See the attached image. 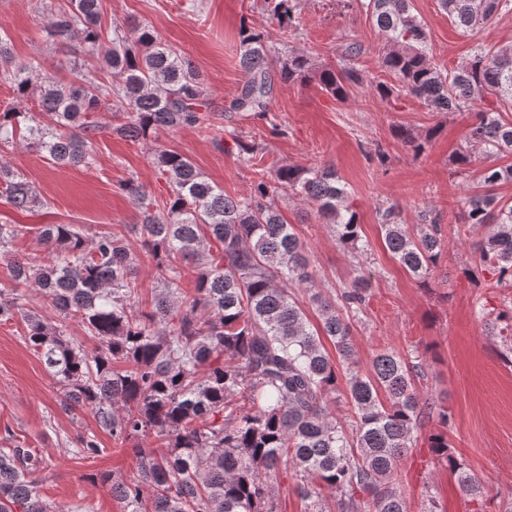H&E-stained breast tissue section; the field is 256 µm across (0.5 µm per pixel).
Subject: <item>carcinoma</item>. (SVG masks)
<instances>
[{
	"label": "carcinoma",
	"mask_w": 512,
	"mask_h": 512,
	"mask_svg": "<svg viewBox=\"0 0 512 512\" xmlns=\"http://www.w3.org/2000/svg\"><path fill=\"white\" fill-rule=\"evenodd\" d=\"M512 0H439L465 31L477 35ZM283 30L296 28L295 0H265ZM411 0H364L363 7L385 36L381 58L392 83L376 82L384 100L411 96L432 112H462L475 102L466 148L456 158L465 171L474 153L504 156L512 151V122L499 109L512 107V44L478 45L458 66L430 60L426 32ZM102 0H61L53 33L72 54L97 55L93 74L74 66L61 83L44 78L37 88L39 113L13 108L0 113V147L16 141L46 153L57 166L89 164L92 140L105 131L146 141L161 128L191 127L222 144L224 129L204 97L190 62L149 26L130 31L102 26ZM239 66L244 80L229 109L266 114L275 82L316 77L328 94L343 100L363 83L362 44L342 51L343 66L314 67L295 49L280 59L264 35L240 27ZM41 63L17 59L0 36V79L16 98L29 97ZM395 137L419 157L433 137L399 126ZM154 164L171 188L168 199L152 198L128 179L119 189L140 209L134 238L112 231L88 237L72 224H48L40 234L48 260L17 261L15 285L0 291V324L23 315L26 342L61 386L62 406L92 411L101 427L131 447L136 471L125 480L103 473L100 483L122 501L124 512H275L272 477L292 472L296 489L310 501L308 512H328L322 493L338 512H407L397 467L433 421L442 430L430 438L433 453L448 462L463 494H482L481 479L448 453V407L421 401L415 380L422 362L394 351L376 354L370 374L357 370L352 320L365 312L370 281L361 271L337 299L317 284L293 225L275 203L286 196L316 207L338 244L362 256L358 214L349 191L330 166L273 163L250 194L232 198L208 181L182 154L160 151ZM512 182V165L487 167L481 190L460 200L462 223L483 231L480 265L512 280V205L496 187ZM0 197L17 210L37 201L23 175L0 165ZM387 251L412 276L426 278L444 252L440 220L421 215L411 229L396 220L395 207L380 224ZM155 260L163 288L152 305L139 304L138 252ZM192 266L194 288H181L184 265ZM36 288L62 321L25 311L24 289ZM316 306L320 324L310 328L300 294ZM492 326L512 331V307L489 311ZM76 320L99 340L91 352L67 336ZM336 350L331 358L322 338ZM349 371L346 419L335 410L337 364ZM161 441L145 448L144 439ZM0 448V512H69L52 506L37 490L46 467L32 448L11 439ZM76 454H100L94 434L76 438Z\"/></svg>",
	"instance_id": "cac0c4a2"
}]
</instances>
